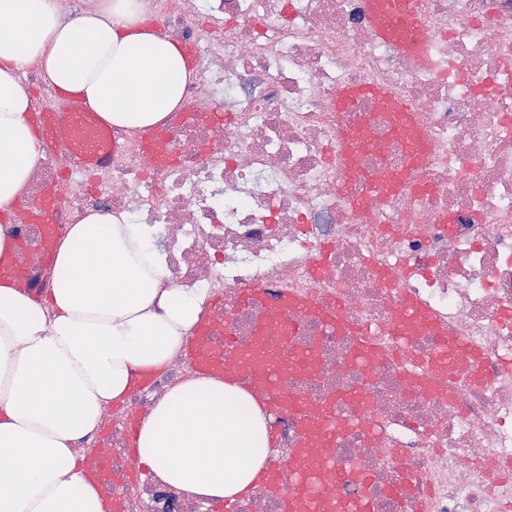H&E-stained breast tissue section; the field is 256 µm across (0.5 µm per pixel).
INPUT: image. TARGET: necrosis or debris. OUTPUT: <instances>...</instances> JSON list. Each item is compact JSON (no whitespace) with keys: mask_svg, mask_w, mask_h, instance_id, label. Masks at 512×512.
Segmentation results:
<instances>
[{"mask_svg":"<svg viewBox=\"0 0 512 512\" xmlns=\"http://www.w3.org/2000/svg\"><path fill=\"white\" fill-rule=\"evenodd\" d=\"M432 65L374 36L367 0H147L160 37L191 43L196 75L163 126L175 160L159 167L142 135L94 124L99 162L65 136L37 163L25 194L62 201L52 243L86 213L124 212L155 230L171 280L224 304L204 306L242 345L268 312L246 309L245 288L339 297L347 319L374 329L377 358L353 361V337L306 312L286 349L312 353L281 385L353 421L319 457L343 474L336 498L368 494L374 512H512V0H411ZM383 87L415 117L430 150L415 159L393 113L374 104L337 111L341 88ZM223 101H216V93ZM223 107L231 119L208 120ZM366 135L354 167L344 136ZM402 178L380 193L371 175ZM19 265L28 287L49 288L44 246L22 222ZM322 260L319 277L310 268ZM411 297L432 325L398 345L388 327ZM476 350L486 375L474 385L465 358L415 390L421 358L453 342ZM186 355L132 405L147 409L195 377ZM128 411L105 406L102 431L80 443L123 472ZM123 512H209L208 498L137 478L122 487Z\"/></svg>","mask_w":512,"mask_h":512,"instance_id":"4bbe7bcc","label":"necrosis or debris"}]
</instances>
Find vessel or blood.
<instances>
[{"mask_svg":"<svg viewBox=\"0 0 512 512\" xmlns=\"http://www.w3.org/2000/svg\"><path fill=\"white\" fill-rule=\"evenodd\" d=\"M372 24L378 38L389 35L390 27L404 33L403 46L423 62H430L429 43L418 15L408 6L407 0H393L389 22L379 18L377 0H368ZM368 98H376L385 104H393V97L386 91L366 84L348 86L336 94L337 111L349 112L357 109ZM88 111L82 100L70 98L68 109L58 112L51 105H44L31 113L30 121L38 130L45 148L58 143L64 129L86 119ZM143 151L154 164L166 165L171 161L162 132H155L143 142ZM60 206L56 195H47L38 205L26 207L23 221L47 230ZM306 310L314 318L337 332L349 331L342 309L337 301H316L283 295L273 300L267 316L255 325V339L246 347L238 346L224 336L223 324L205 320L194 330L186 347L198 371L248 381L259 400L265 406L305 415L306 428L291 463L295 484L281 502V512H373L368 496L336 499L327 490L326 474L329 466L315 454L316 449L332 446L341 427L329 405H313L299 396L290 394L279 386V378L286 365H308L311 357L304 354L282 358L274 348L276 331L288 326L291 310ZM401 316L391 326L392 335L405 338L410 326L429 324V316L411 300L400 304ZM83 474L90 484L103 486L112 479L110 466L101 453L88 456L83 464Z\"/></svg>","mask_w":512,"mask_h":512,"instance_id":"b4317fda","label":"vessel or blood"}]
</instances>
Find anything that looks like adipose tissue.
Wrapping results in <instances>:
<instances>
[{
  "label": "adipose tissue",
  "instance_id": "ef3b65f1",
  "mask_svg": "<svg viewBox=\"0 0 512 512\" xmlns=\"http://www.w3.org/2000/svg\"><path fill=\"white\" fill-rule=\"evenodd\" d=\"M39 68L122 129L180 108L191 78L179 44L146 23L143 0H100L64 20L53 0H0V211L20 199L43 151L20 73ZM54 286L34 299L0 282V512H100L76 444L105 405L126 402L137 376L166 367L197 325L204 296L170 283L160 252L126 213L91 212L52 259ZM271 445L259 402L238 386L191 379L138 423L140 463L164 483L235 500Z\"/></svg>",
  "mask_w": 512,
  "mask_h": 512
}]
</instances>
